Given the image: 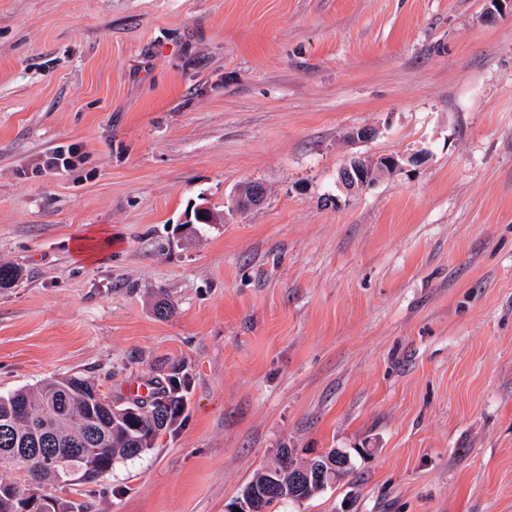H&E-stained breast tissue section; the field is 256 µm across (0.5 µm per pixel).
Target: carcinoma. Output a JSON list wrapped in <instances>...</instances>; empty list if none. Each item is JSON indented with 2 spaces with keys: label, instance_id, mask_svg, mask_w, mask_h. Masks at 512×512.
<instances>
[{
  "label": "carcinoma",
  "instance_id": "cac0c4a2",
  "mask_svg": "<svg viewBox=\"0 0 512 512\" xmlns=\"http://www.w3.org/2000/svg\"><path fill=\"white\" fill-rule=\"evenodd\" d=\"M176 385L149 402L118 407L121 414L104 421L105 414L90 409L84 396L96 387L80 376L48 381L35 389L0 396V512H17L30 490V480L61 484L68 470L89 461L111 470L118 460H131L153 447L159 434L178 414L181 399ZM301 466L292 451L283 448L275 465L254 476L242 488L256 512H272L279 503L304 501L321 494L325 486L353 471L346 467L326 477L320 486L295 485L289 470ZM21 470L19 480L1 476Z\"/></svg>",
  "mask_w": 512,
  "mask_h": 512
}]
</instances>
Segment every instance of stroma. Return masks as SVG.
<instances>
[{"mask_svg":"<svg viewBox=\"0 0 512 512\" xmlns=\"http://www.w3.org/2000/svg\"><path fill=\"white\" fill-rule=\"evenodd\" d=\"M487 7L0 0V396L81 375L184 402L45 494L228 512L280 449L343 448L353 473L276 512H512V11ZM200 203L222 220L187 232ZM383 174L386 172L373 170L369 164L361 160H354L342 170L340 180L347 189L355 190L370 185Z\"/></svg>","mask_w":512,"mask_h":512,"instance_id":"obj_1","label":"stroma"}]
</instances>
